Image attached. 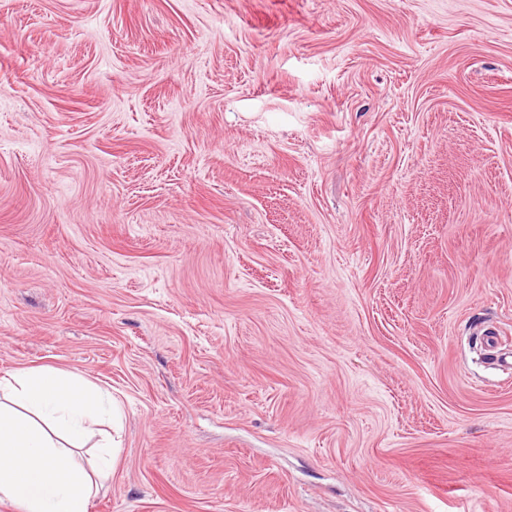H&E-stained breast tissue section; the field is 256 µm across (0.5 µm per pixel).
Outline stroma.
<instances>
[{
	"instance_id": "35a3bbf8",
	"label": "stroma",
	"mask_w": 512,
	"mask_h": 512,
	"mask_svg": "<svg viewBox=\"0 0 512 512\" xmlns=\"http://www.w3.org/2000/svg\"><path fill=\"white\" fill-rule=\"evenodd\" d=\"M39 367L122 405L89 512H512V0H0Z\"/></svg>"
}]
</instances>
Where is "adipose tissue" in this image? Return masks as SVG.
I'll return each mask as SVG.
<instances>
[{
    "label": "adipose tissue",
    "mask_w": 512,
    "mask_h": 512,
    "mask_svg": "<svg viewBox=\"0 0 512 512\" xmlns=\"http://www.w3.org/2000/svg\"><path fill=\"white\" fill-rule=\"evenodd\" d=\"M117 411L111 393L54 368L1 377L0 501L18 512H89L120 451L101 429ZM95 437L101 443L87 466L76 453Z\"/></svg>",
    "instance_id": "obj_1"
}]
</instances>
